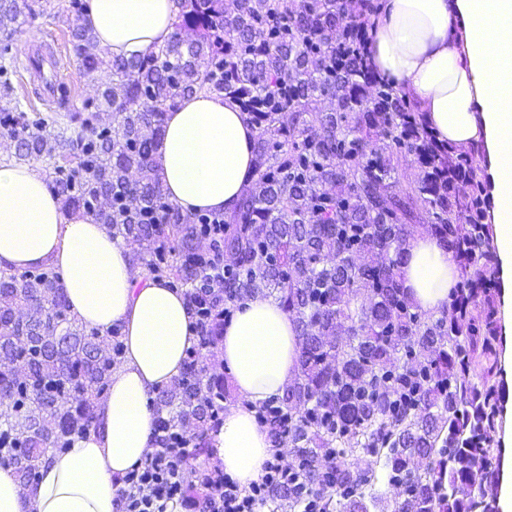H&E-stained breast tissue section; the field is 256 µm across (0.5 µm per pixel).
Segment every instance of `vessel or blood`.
I'll use <instances>...</instances> for the list:
<instances>
[{"mask_svg":"<svg viewBox=\"0 0 512 512\" xmlns=\"http://www.w3.org/2000/svg\"><path fill=\"white\" fill-rule=\"evenodd\" d=\"M24 67L33 81V94L47 106L70 103L71 95L63 79L65 66L52 45L41 43L20 49Z\"/></svg>","mask_w":512,"mask_h":512,"instance_id":"obj_1","label":"vessel or blood"}]
</instances>
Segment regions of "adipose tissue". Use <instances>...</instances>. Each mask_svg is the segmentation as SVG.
<instances>
[{
	"label": "adipose tissue",
	"instance_id": "obj_1",
	"mask_svg": "<svg viewBox=\"0 0 512 512\" xmlns=\"http://www.w3.org/2000/svg\"><path fill=\"white\" fill-rule=\"evenodd\" d=\"M177 0H90L85 23L113 56L165 45ZM371 60L440 140L485 150L494 188L489 220L512 296V0H381ZM258 132L233 99L197 93L167 112L156 161L169 201L191 212H230L254 173ZM61 272L69 313L108 332L124 328L125 357L100 408L102 433L52 455L26 487L0 467V512H118L115 479L152 449V393L177 378L196 341L185 299L167 281H139L128 250L89 214L66 213L37 168L0 164V267ZM405 290L434 312L448 302L454 267L428 237L401 266ZM221 360L241 402L213 434L219 459L240 485L257 481L270 457L253 409L280 395L297 369L295 322L262 294L241 300L224 327Z\"/></svg>",
	"mask_w": 512,
	"mask_h": 512
}]
</instances>
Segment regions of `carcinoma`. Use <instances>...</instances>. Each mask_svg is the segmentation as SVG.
<instances>
[{
  "mask_svg": "<svg viewBox=\"0 0 512 512\" xmlns=\"http://www.w3.org/2000/svg\"><path fill=\"white\" fill-rule=\"evenodd\" d=\"M358 7L368 25L378 0ZM351 27L336 0H300L291 14L280 0H237L232 10L226 0H181L164 46L109 58L80 25L72 49L121 121L113 130L100 109L85 117L19 110L7 127L14 158L42 163L67 212L89 214L110 200L94 216L113 237L151 245L137 257L145 277L176 282L193 304L212 309L209 280L221 272L224 305L263 292L293 316L298 372L274 398L266 426L277 443L288 415L302 488L323 512H370L377 467L400 488L395 512H499L491 433L502 396L490 383L499 268L488 181L478 149L438 141L392 84L350 58L337 61ZM197 92L232 97L262 130L255 179L210 237L165 201L155 160L167 109ZM319 96L336 111H320ZM144 99L152 105L142 107ZM407 157L418 174L398 186L392 173ZM131 168L140 174L134 184ZM421 222L457 268L448 317L414 312L402 287L401 264ZM369 253L377 262L355 263ZM0 351V448L11 449L27 487L50 454L102 431L112 332L71 317L53 266L0 268ZM209 359L203 350L155 398L166 423L194 418L199 454L212 447V403L224 394ZM477 365L480 386L471 378ZM337 443L371 456L372 467L351 470ZM320 455L324 468L315 465Z\"/></svg>",
  "mask_w": 512,
  "mask_h": 512,
  "instance_id": "cac0c4a2",
  "label": "carcinoma"
}]
</instances>
